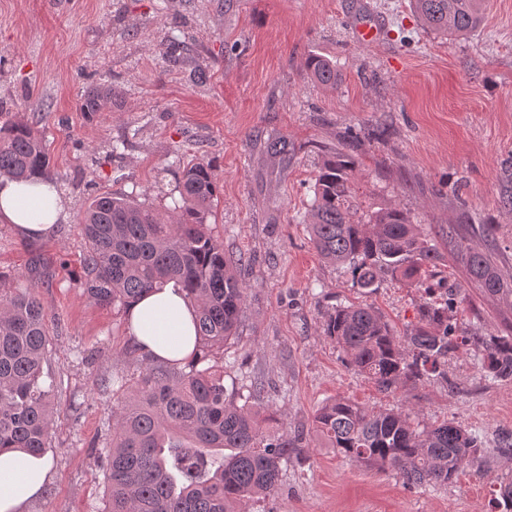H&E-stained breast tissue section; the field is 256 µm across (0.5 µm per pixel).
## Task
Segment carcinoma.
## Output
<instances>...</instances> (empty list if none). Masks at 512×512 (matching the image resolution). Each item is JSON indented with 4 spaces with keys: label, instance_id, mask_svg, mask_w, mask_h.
Segmentation results:
<instances>
[{
    "label": "carcinoma",
    "instance_id": "1",
    "mask_svg": "<svg viewBox=\"0 0 512 512\" xmlns=\"http://www.w3.org/2000/svg\"><path fill=\"white\" fill-rule=\"evenodd\" d=\"M424 26L445 38L467 36L485 18L484 0H410ZM307 77L336 88V65L321 55L305 63ZM112 103V88L92 87L83 112ZM50 158L33 122L0 124V177L43 178ZM355 154L341 149L323 160L314 197L303 216L317 253L347 267L354 283L368 290L382 275L432 289L444 255L402 210L379 205L364 213L352 201ZM180 202L160 210L135 196L107 192L95 197L81 217L86 239L82 272L91 299L127 307L153 288L174 284L197 308L196 351L182 364L149 365L134 385L116 375L102 382L112 393V438L101 463L107 477L104 512H245L242 505L275 494L282 472L300 453V436L270 433L276 420L224 386V365L199 368L224 354L236 335L247 298L237 274L240 261L224 255V241L208 230L219 183L211 165L182 166ZM448 239L470 280L482 293L512 299L488 256L448 227ZM37 285L0 289V450L21 448L42 454L49 447L57 408L56 379L44 371L50 337L48 313ZM461 294L445 291L442 303H425L417 325L399 341L367 304L334 307L323 334L343 351L348 365L382 391L390 392L445 376L456 327L448 312ZM477 357L494 377L512 380V336L481 342ZM317 435L349 460L398 471L406 485L426 487L452 481L477 452L474 438L444 421L415 426L401 411H375L346 399L323 404L313 417Z\"/></svg>",
    "mask_w": 512,
    "mask_h": 512
}]
</instances>
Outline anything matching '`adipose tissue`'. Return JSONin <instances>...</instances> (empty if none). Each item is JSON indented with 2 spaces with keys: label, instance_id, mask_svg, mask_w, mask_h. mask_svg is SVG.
Instances as JSON below:
<instances>
[{
  "label": "adipose tissue",
  "instance_id": "1",
  "mask_svg": "<svg viewBox=\"0 0 512 512\" xmlns=\"http://www.w3.org/2000/svg\"><path fill=\"white\" fill-rule=\"evenodd\" d=\"M65 217V203L52 183L0 178V223L37 239ZM195 315V306L180 290L166 287L131 303L125 312L126 331L149 357L182 362L195 350ZM50 478L47 456L17 448L0 452V512H25L43 495Z\"/></svg>",
  "mask_w": 512,
  "mask_h": 512
}]
</instances>
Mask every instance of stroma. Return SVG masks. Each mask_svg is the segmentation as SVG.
I'll return each mask as SVG.
<instances>
[{
    "label": "stroma",
    "instance_id": "obj_1",
    "mask_svg": "<svg viewBox=\"0 0 512 512\" xmlns=\"http://www.w3.org/2000/svg\"><path fill=\"white\" fill-rule=\"evenodd\" d=\"M365 20L379 29L371 44L354 35ZM312 54L336 61V89L307 78ZM102 84L111 107L81 111L86 90ZM0 119L36 122L47 178L67 208L42 239L0 224V286L20 285L39 264L50 272L37 293L48 311L46 368L60 381L51 480L27 512L105 508L99 455L112 398L98 383L138 379L145 362L123 312L83 290L80 219L103 192L173 206L178 158L213 165L221 203L212 231L243 259L247 300L224 349L227 375L274 399L275 432L303 437L278 492L250 512H501L512 380L485 372L474 350L512 333V303L469 284L446 231L460 229L512 282V208L502 204L512 195V0H486L483 25L456 40L427 30L409 0H0ZM351 132L355 202L406 212L438 243L449 287L465 291L453 318L468 342L449 353L447 378L380 392L320 331L329 308L367 303L401 339L429 300L389 277L362 293L310 242L301 219L317 170ZM125 134L127 148L113 153ZM277 140L285 149L274 154ZM339 397L408 411L422 426L453 421L477 438L478 458L435 488L343 458L312 429L316 410Z\"/></svg>",
    "mask_w": 512,
    "mask_h": 512
}]
</instances>
